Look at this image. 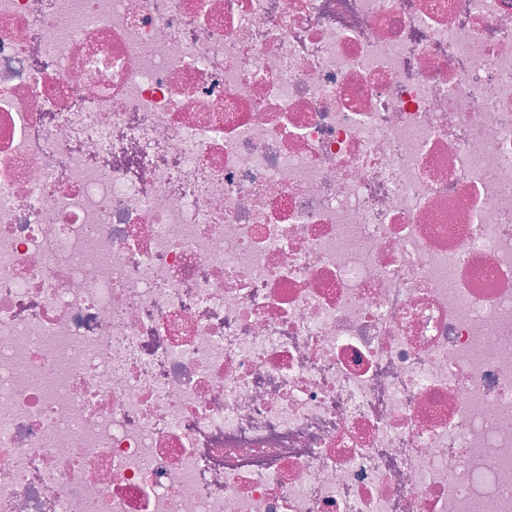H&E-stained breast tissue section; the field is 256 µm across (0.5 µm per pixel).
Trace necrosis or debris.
<instances>
[{"label":"necrosis or debris","mask_w":512,"mask_h":512,"mask_svg":"<svg viewBox=\"0 0 512 512\" xmlns=\"http://www.w3.org/2000/svg\"><path fill=\"white\" fill-rule=\"evenodd\" d=\"M0 512H512V0H0Z\"/></svg>","instance_id":"1"}]
</instances>
